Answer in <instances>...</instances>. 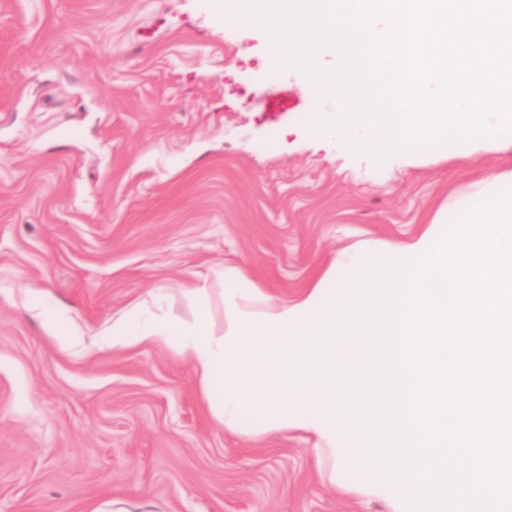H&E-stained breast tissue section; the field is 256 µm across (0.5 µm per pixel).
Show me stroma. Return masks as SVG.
<instances>
[{
	"mask_svg": "<svg viewBox=\"0 0 512 512\" xmlns=\"http://www.w3.org/2000/svg\"><path fill=\"white\" fill-rule=\"evenodd\" d=\"M211 0H0V512H391L299 434L225 432L163 348L96 351L149 290L241 264L294 297L342 250L400 243L512 152L375 163L324 144L303 73ZM47 294L81 334L28 312ZM30 309L36 312L43 323L53 330L55 337L63 347H75L81 345V335L70 331L65 327L59 310L48 303L41 293H34L31 299Z\"/></svg>",
	"mask_w": 512,
	"mask_h": 512,
	"instance_id": "stroma-1",
	"label": "stroma"
}]
</instances>
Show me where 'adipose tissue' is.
<instances>
[{
    "mask_svg": "<svg viewBox=\"0 0 512 512\" xmlns=\"http://www.w3.org/2000/svg\"><path fill=\"white\" fill-rule=\"evenodd\" d=\"M355 256L343 253L332 267L294 298H280L252 279L235 263H224L199 277L190 288L191 312L181 315L164 309L161 292L133 304L99 333L96 347L128 349L163 347L187 362L197 390L209 405L213 419L225 430L256 439L268 432H300L313 442L316 457L332 456L322 471L325 485L335 486L346 456L334 424L324 423L311 403L315 390L303 384L287 392L272 380L270 360L252 363L255 350L274 349L280 334L319 315L324 297L335 287L337 270L346 269ZM223 318H216V308Z\"/></svg>",
    "mask_w": 512,
    "mask_h": 512,
    "instance_id": "1",
    "label": "adipose tissue"
}]
</instances>
